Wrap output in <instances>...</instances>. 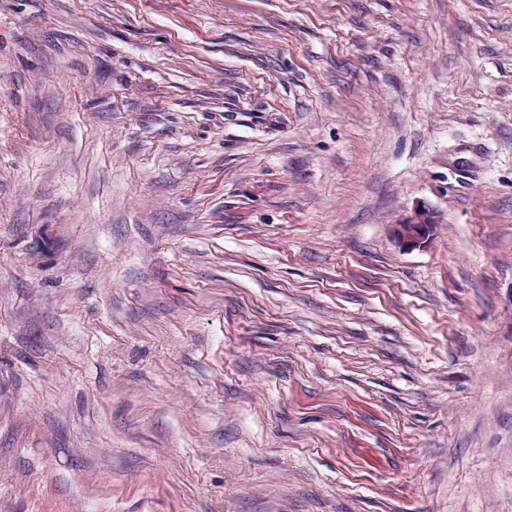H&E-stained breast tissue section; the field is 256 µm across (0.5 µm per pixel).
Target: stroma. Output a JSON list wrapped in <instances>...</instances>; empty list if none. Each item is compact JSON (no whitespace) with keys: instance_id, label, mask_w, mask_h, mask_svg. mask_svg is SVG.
<instances>
[{"instance_id":"stroma-1","label":"stroma","mask_w":512,"mask_h":512,"mask_svg":"<svg viewBox=\"0 0 512 512\" xmlns=\"http://www.w3.org/2000/svg\"><path fill=\"white\" fill-rule=\"evenodd\" d=\"M0 512H512V0H0ZM434 224H437L434 213L426 206H419L395 224L394 234L404 248L414 249L427 242Z\"/></svg>"}]
</instances>
